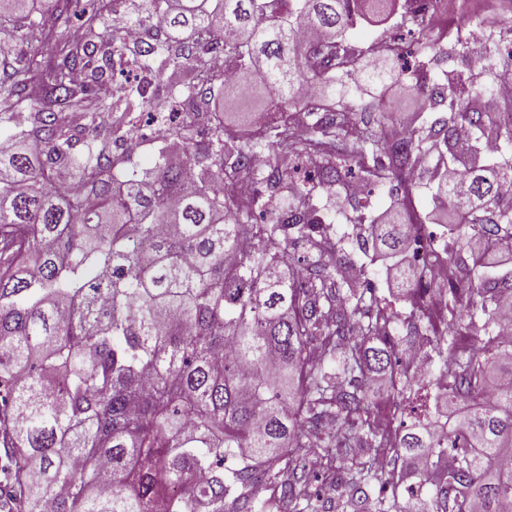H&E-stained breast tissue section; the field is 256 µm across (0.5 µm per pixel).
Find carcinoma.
Wrapping results in <instances>:
<instances>
[{"label":"carcinoma","instance_id":"1","mask_svg":"<svg viewBox=\"0 0 512 512\" xmlns=\"http://www.w3.org/2000/svg\"><path fill=\"white\" fill-rule=\"evenodd\" d=\"M0 0V447L11 512H512V349L496 328L512 307V274L484 270L491 251L512 255V118L490 110L497 82L512 77V50L492 40L480 62L440 69L445 52L420 37L412 65L359 58L353 37L367 4H389L391 39L421 32L410 0H129L149 31L129 48L112 24L117 0ZM160 16L161 28H153ZM82 31L63 37L71 17ZM306 28L323 42L300 37ZM179 69L169 84L145 82L151 61ZM257 84L288 120L260 136L224 129L211 107ZM434 104L431 118L393 138L346 125V98L368 91L380 107L393 80ZM320 89L296 109L301 85ZM83 114V125L62 122ZM145 113L162 143L150 171L130 164L125 141ZM323 166L299 182L282 170L288 153ZM263 153L264 172L249 158ZM425 159L427 193L450 207L448 288L442 312H426L428 289L406 283L414 226L370 223L357 239L405 262L410 315L390 337L394 313L367 278L340 279L321 256L334 248L313 204L323 184L363 183L410 193L407 174ZM67 173L80 191L61 190ZM278 195L265 224L252 223L255 185ZM304 249L303 269L287 245ZM469 251L475 278L458 256ZM481 311L461 323L462 306ZM443 357L434 409L448 430L414 419L380 428L366 379L386 373L391 418L406 415L412 388L399 350L415 322ZM334 431L335 452L310 446ZM338 487L339 501L313 494L310 454ZM402 463L410 481L395 478Z\"/></svg>","mask_w":512,"mask_h":512}]
</instances>
